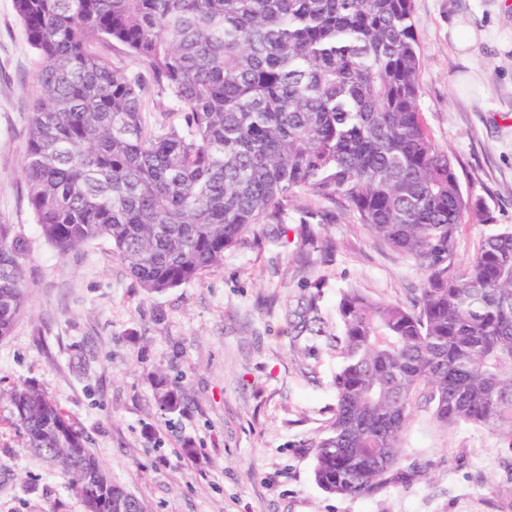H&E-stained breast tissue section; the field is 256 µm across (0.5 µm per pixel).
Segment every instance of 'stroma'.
<instances>
[{
  "label": "stroma",
  "mask_w": 512,
  "mask_h": 512,
  "mask_svg": "<svg viewBox=\"0 0 512 512\" xmlns=\"http://www.w3.org/2000/svg\"><path fill=\"white\" fill-rule=\"evenodd\" d=\"M426 127L479 202L459 225L460 263L512 227V0H411ZM39 63L11 0H0V223L29 244L27 302L0 340V512H84L58 470L25 445L7 398L39 388L83 432L145 512H512V447L439 428L416 409L401 469L369 495L324 492L312 443L324 434L341 363L336 304L348 287L412 306L420 268L339 202L307 196L200 277L152 296L104 239L59 255L38 233L21 163ZM315 300L319 335L294 310ZM180 382L161 411L155 369Z\"/></svg>",
  "instance_id": "stroma-1"
}]
</instances>
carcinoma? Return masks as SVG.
<instances>
[{
	"label": "carcinoma",
	"mask_w": 512,
	"mask_h": 512,
	"mask_svg": "<svg viewBox=\"0 0 512 512\" xmlns=\"http://www.w3.org/2000/svg\"><path fill=\"white\" fill-rule=\"evenodd\" d=\"M40 59L22 162L38 231L60 255L107 239L147 294L196 279L302 196L339 199L423 270L412 307L343 291L336 407L313 444L329 494L393 480L419 405L443 428L512 440V228L457 262L472 200L428 133L411 0H12ZM120 43L149 75L114 65ZM180 124L145 126L148 81ZM28 241L0 224V339L26 304ZM157 403L180 407L155 375ZM27 446L104 512L112 483L38 388L10 394Z\"/></svg>",
	"instance_id": "1"
}]
</instances>
